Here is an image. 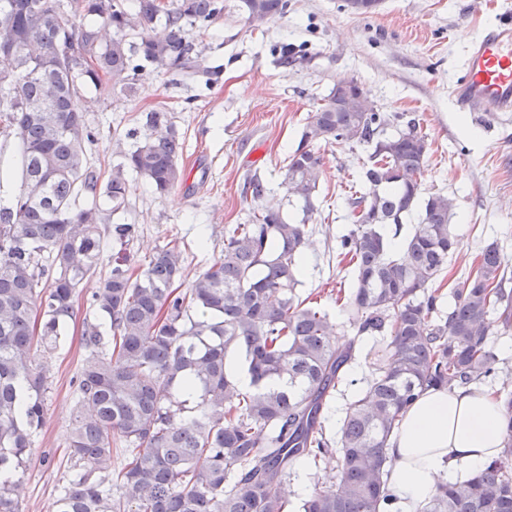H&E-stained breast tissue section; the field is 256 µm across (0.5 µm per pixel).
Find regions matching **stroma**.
<instances>
[{
	"instance_id": "35a3bbf8",
	"label": "stroma",
	"mask_w": 512,
	"mask_h": 512,
	"mask_svg": "<svg viewBox=\"0 0 512 512\" xmlns=\"http://www.w3.org/2000/svg\"><path fill=\"white\" fill-rule=\"evenodd\" d=\"M342 0H290L285 16L249 24L238 0H224V15L189 29L203 68L190 74L145 67L133 97L115 92L80 93L78 106L94 134L86 143L89 164L109 171L122 151L147 130L142 114L165 107L184 141V181L165 195L131 177L125 221L137 224L131 250L144 263L172 237L183 238L185 264L196 274L224 253V227L249 223L254 203L242 194L247 176L267 185L264 205L295 212L283 184L285 158L299 143L318 100L337 84L354 80L379 111L418 115L429 144L423 189L452 198V225L460 246L441 288L468 271L480 249L498 243L512 289V116L499 122L458 108L448 88L463 72L466 50L512 0H382L375 13L343 10ZM303 55L284 67L281 45ZM323 172L313 196L315 250L301 277L300 295H314L346 334L337 294H349L351 276L326 252L349 222L346 198L361 189L359 172L369 148L340 151L321 145ZM94 283L81 290L80 319L88 317ZM68 324L52 357L46 423L38 434L20 491L25 512H52L59 478L68 466L67 446L75 403L74 380L84 351L81 326Z\"/></svg>"
}]
</instances>
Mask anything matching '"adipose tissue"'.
<instances>
[{
    "label": "adipose tissue",
    "instance_id": "adipose-tissue-1",
    "mask_svg": "<svg viewBox=\"0 0 512 512\" xmlns=\"http://www.w3.org/2000/svg\"><path fill=\"white\" fill-rule=\"evenodd\" d=\"M499 403L488 388H429L390 439L388 485L400 512H417L443 481L491 462L503 450Z\"/></svg>",
    "mask_w": 512,
    "mask_h": 512
}]
</instances>
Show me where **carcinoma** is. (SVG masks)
Here are the masks:
<instances>
[{
	"mask_svg": "<svg viewBox=\"0 0 512 512\" xmlns=\"http://www.w3.org/2000/svg\"><path fill=\"white\" fill-rule=\"evenodd\" d=\"M241 3L252 25L289 7ZM223 14L224 0H136L132 9L124 0H0V73L11 74L0 82V133L18 141L22 165L19 191L0 203V472L10 474L0 482V512H23L15 488L46 421L50 368L35 362V350H57L91 279L71 466L53 512H286L290 473L327 454L336 455L338 479L301 499L298 512H393L385 448L403 413L428 388L499 373L489 336L497 325L512 331L505 257L487 245L443 300L434 284L458 246L453 200L423 195L420 123L378 111L354 81L320 99L288 156L283 184L303 202L300 220L254 208L251 223L224 227L223 256L186 288L175 239L131 262L138 228L112 221L128 174L170 192L184 178L183 143L170 113L150 110L149 134L102 184L74 98L85 85L133 92L143 61L168 72L200 68L187 27ZM88 16L98 26L85 25ZM321 142L371 148L360 172L368 192L348 198L351 224L336 250L353 275L345 312L354 335L343 342L327 310L296 291L315 230ZM100 190L109 209L83 203ZM244 190L256 203L265 194L256 176ZM105 237L119 251L104 272ZM232 354L242 357L247 388L231 372ZM361 362L372 372L328 438L333 391ZM494 393L505 422L501 455L441 483L421 512H512V388Z\"/></svg>",
	"mask_w": 512,
	"mask_h": 512,
	"instance_id": "cac0c4a2",
	"label": "carcinoma"
}]
</instances>
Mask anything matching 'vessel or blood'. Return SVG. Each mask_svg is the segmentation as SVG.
Segmentation results:
<instances>
[{"label":"vessel or blood","instance_id":"b4317fda","mask_svg":"<svg viewBox=\"0 0 512 512\" xmlns=\"http://www.w3.org/2000/svg\"><path fill=\"white\" fill-rule=\"evenodd\" d=\"M451 95L467 112L489 118L512 113V16L488 27L471 44L465 72Z\"/></svg>","mask_w":512,"mask_h":512}]
</instances>
